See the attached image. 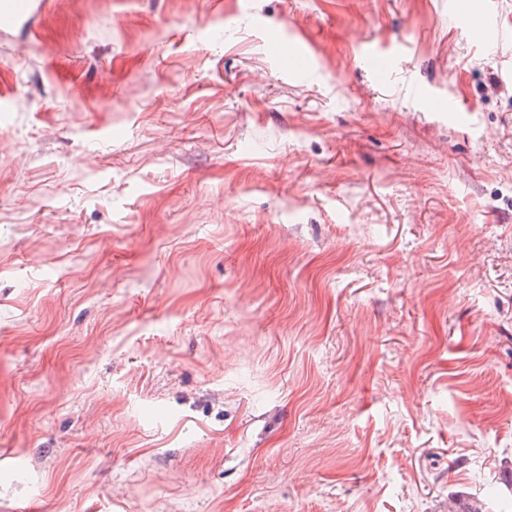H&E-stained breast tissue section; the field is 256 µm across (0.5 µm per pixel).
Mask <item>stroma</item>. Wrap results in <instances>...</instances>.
Segmentation results:
<instances>
[{
    "mask_svg": "<svg viewBox=\"0 0 512 512\" xmlns=\"http://www.w3.org/2000/svg\"><path fill=\"white\" fill-rule=\"evenodd\" d=\"M472 8L0 29V512H512V0Z\"/></svg>",
    "mask_w": 512,
    "mask_h": 512,
    "instance_id": "1",
    "label": "stroma"
}]
</instances>
